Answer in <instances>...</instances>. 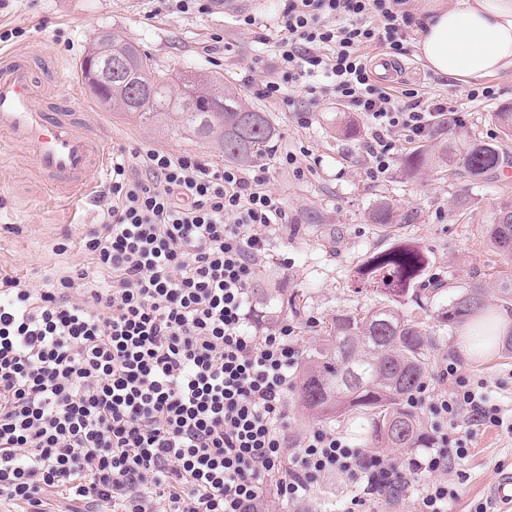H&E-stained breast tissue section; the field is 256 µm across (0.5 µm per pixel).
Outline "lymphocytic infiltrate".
I'll list each match as a JSON object with an SVG mask.
<instances>
[{
  "label": "lymphocytic infiltrate",
  "instance_id": "1",
  "mask_svg": "<svg viewBox=\"0 0 512 512\" xmlns=\"http://www.w3.org/2000/svg\"><path fill=\"white\" fill-rule=\"evenodd\" d=\"M275 68L256 94L301 89L366 121L367 173L397 141L427 139L454 98L378 84L367 51H405L409 0H283ZM100 212L74 242L83 263L34 281L0 269V503L46 512L54 491L98 512H256L264 496L294 505L328 475L368 494L414 493L415 512H451L446 478L464 443L459 419L512 436V408L451 357L445 387L411 405L432 421L427 449L405 458L308 431L289 447L287 395L300 350L283 321L246 328L264 233L286 221L264 167L221 168L156 149L118 154Z\"/></svg>",
  "mask_w": 512,
  "mask_h": 512
}]
</instances>
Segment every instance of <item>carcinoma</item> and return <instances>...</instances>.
Listing matches in <instances>:
<instances>
[{"mask_svg": "<svg viewBox=\"0 0 512 512\" xmlns=\"http://www.w3.org/2000/svg\"><path fill=\"white\" fill-rule=\"evenodd\" d=\"M107 58L112 60L111 77L98 82L92 71ZM80 70L91 94L106 109L142 123L173 114L177 126L211 141L224 158L238 164L249 163L274 137L266 113L255 110L235 88L216 77L204 81L183 75L177 78V94L169 80L138 82L137 76L152 74L151 58L114 29L97 34ZM505 160L494 143L463 147L444 143L436 153H410L403 167L409 175L445 166L480 177ZM369 219L382 225L411 224L415 215L400 214L391 203L381 201ZM487 234L501 254L512 256V205L498 210ZM428 272L429 262L420 249L396 246L372 254L360 275L364 283L392 297L411 292L418 297L427 291L437 294L435 288L424 289ZM484 305L481 288H463L441 306L437 319L452 329ZM431 340L421 323L390 304L339 311L306 353L296 381L298 401L318 419L346 415L365 419V435L373 448H424L428 433L408 399L428 378Z\"/></svg>", "mask_w": 512, "mask_h": 512, "instance_id": "obj_1", "label": "carcinoma"}]
</instances>
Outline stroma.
Returning <instances> with one entry per match:
<instances>
[{
    "label": "stroma",
    "instance_id": "1",
    "mask_svg": "<svg viewBox=\"0 0 512 512\" xmlns=\"http://www.w3.org/2000/svg\"><path fill=\"white\" fill-rule=\"evenodd\" d=\"M279 0H260L247 10L225 14L223 6L186 14L157 9L154 0H10L0 11V28L22 30V37L5 43L8 51H30L43 89L53 100L75 101L94 113L112 151L156 149L173 155L194 153L213 165H224L214 146L173 129L169 122L144 124L136 118L100 110L82 81L76 64L101 27L122 32L151 56L157 70L175 78L182 74L220 75L263 112L277 130L275 140L255 159L264 166L270 188L280 197L288 221L267 232L266 255L251 289V331L266 330L259 313L276 312L295 326L300 351H307L340 310L367 309L387 298L360 287L357 270L367 254L399 242H411L432 260L430 274L441 292L432 301L408 295L398 307L424 322L433 338L429 369L437 371L448 356L461 357L463 371L474 378L503 379L493 397L512 406V349L498 343L484 361L465 358L459 330H448L436 319L439 305L459 289L477 284L485 291L488 308L512 317V300L499 288L512 272V258L490 243L486 228L502 205L512 202V183L501 171L471 179L454 170L407 174L402 161L413 151L398 142L388 173H366L367 127L361 115L336 101L310 106L307 95L290 92V104H272L255 93V86L274 67L271 43L276 35ZM254 25H245V17ZM403 80L431 93H450L458 101L459 121L448 122L446 135H433L423 148L442 140L456 143L491 142L512 155V135H504L495 115L512 110V69L488 77L497 98L488 104L466 99L465 84L429 70L416 51L403 56ZM312 108L311 121L298 124L296 111ZM298 157L296 166L282 165L285 153ZM95 195L74 203L42 191L40 179L23 154L0 159V266L38 279L66 270L81 260L77 249L58 254L56 244L80 225L97 220ZM399 211L414 212L412 224L383 227L368 219L380 201ZM289 307H281V300ZM345 436L352 445L361 440L350 419L318 421L288 395V441L297 444L313 427ZM461 495L452 512H474L488 503L487 487L512 473V437L488 428L473 437L468 459L456 464ZM361 487L341 476H328L301 503L302 512H333L335 506L361 494Z\"/></svg>",
    "mask_w": 512,
    "mask_h": 512
}]
</instances>
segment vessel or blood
Returning <instances> with one entry per match:
<instances>
[{"instance_id":"1","label":"vessel or blood","mask_w":512,"mask_h":512,"mask_svg":"<svg viewBox=\"0 0 512 512\" xmlns=\"http://www.w3.org/2000/svg\"><path fill=\"white\" fill-rule=\"evenodd\" d=\"M21 150L47 190L76 198L91 187L93 173L102 170L108 144L97 123L79 106L49 110L38 97L29 57L0 52V157ZM490 499L512 512V474L489 488Z\"/></svg>"}]
</instances>
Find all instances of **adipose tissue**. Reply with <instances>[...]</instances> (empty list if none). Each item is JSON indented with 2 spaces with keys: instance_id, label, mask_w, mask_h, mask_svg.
I'll return each mask as SVG.
<instances>
[{
  "instance_id": "1",
  "label": "adipose tissue",
  "mask_w": 512,
  "mask_h": 512,
  "mask_svg": "<svg viewBox=\"0 0 512 512\" xmlns=\"http://www.w3.org/2000/svg\"><path fill=\"white\" fill-rule=\"evenodd\" d=\"M421 11L415 49L435 74L465 84L512 66V0H423ZM511 324L494 311L480 313L460 338L467 356H489Z\"/></svg>"
}]
</instances>
